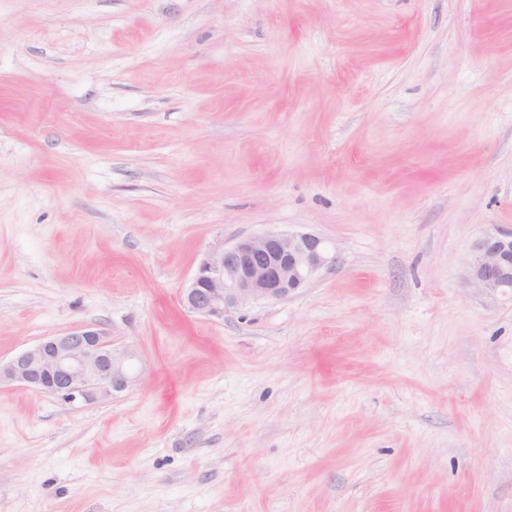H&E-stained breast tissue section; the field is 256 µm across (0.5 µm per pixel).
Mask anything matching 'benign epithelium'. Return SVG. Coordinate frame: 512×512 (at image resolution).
<instances>
[{
  "label": "benign epithelium",
  "instance_id": "obj_1",
  "mask_svg": "<svg viewBox=\"0 0 512 512\" xmlns=\"http://www.w3.org/2000/svg\"><path fill=\"white\" fill-rule=\"evenodd\" d=\"M336 263L327 242L311 233L266 230L211 252L200 263L182 304L190 313L222 319L250 301L281 300ZM465 281L495 304L512 289V230L478 237L465 262ZM128 354L108 333L74 328L0 361V385L17 383L73 402L95 403L127 388Z\"/></svg>",
  "mask_w": 512,
  "mask_h": 512
}]
</instances>
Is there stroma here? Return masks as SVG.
<instances>
[{
    "instance_id": "obj_1",
    "label": "stroma",
    "mask_w": 512,
    "mask_h": 512,
    "mask_svg": "<svg viewBox=\"0 0 512 512\" xmlns=\"http://www.w3.org/2000/svg\"><path fill=\"white\" fill-rule=\"evenodd\" d=\"M512 0H0V359L91 326L134 380L0 387V512H512ZM336 263L210 319L202 260ZM465 281L492 304L509 297L512 289V230L496 229L473 242L465 262ZM335 263L327 242L315 234L266 230L208 254L182 304L190 313L221 319L250 301L287 298Z\"/></svg>"
}]
</instances>
